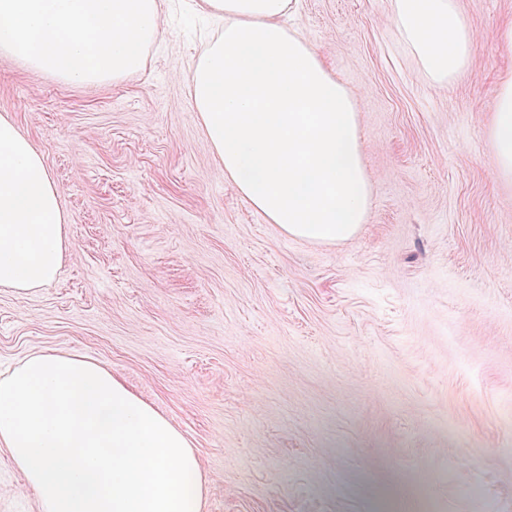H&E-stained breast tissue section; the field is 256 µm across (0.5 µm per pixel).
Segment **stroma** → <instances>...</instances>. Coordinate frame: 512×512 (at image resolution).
<instances>
[{
  "instance_id": "1",
  "label": "stroma",
  "mask_w": 512,
  "mask_h": 512,
  "mask_svg": "<svg viewBox=\"0 0 512 512\" xmlns=\"http://www.w3.org/2000/svg\"><path fill=\"white\" fill-rule=\"evenodd\" d=\"M165 0L144 70L73 86L0 56V114L60 190L55 279L0 286V371L33 353L112 371L192 444L202 512H512V187L489 125L512 0L440 87L392 0H297L351 91L367 224L294 238L225 180L188 77L221 21ZM0 512H41L0 448Z\"/></svg>"
}]
</instances>
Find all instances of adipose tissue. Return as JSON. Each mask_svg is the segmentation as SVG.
<instances>
[{
    "instance_id": "adipose-tissue-1",
    "label": "adipose tissue",
    "mask_w": 512,
    "mask_h": 512,
    "mask_svg": "<svg viewBox=\"0 0 512 512\" xmlns=\"http://www.w3.org/2000/svg\"><path fill=\"white\" fill-rule=\"evenodd\" d=\"M292 0H197L223 19L190 74L195 112L224 177L293 237L333 244L368 218L370 178L350 92L315 47L288 30ZM392 20L424 75L444 86L473 35L455 0H392ZM512 183V76L489 127ZM59 191L16 123L0 115V285L56 275ZM0 447L41 495V512H200L205 486L186 437L102 365L39 353L0 377Z\"/></svg>"
}]
</instances>
